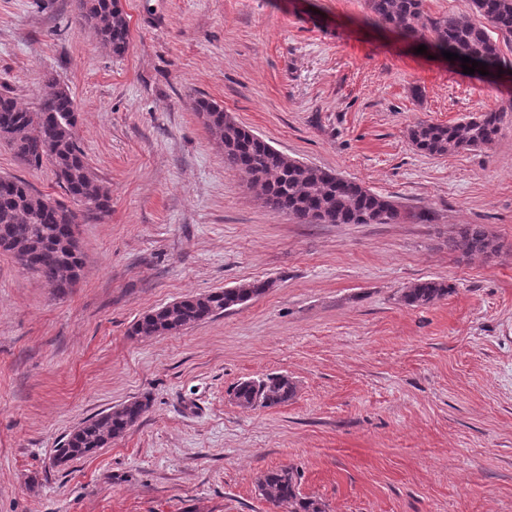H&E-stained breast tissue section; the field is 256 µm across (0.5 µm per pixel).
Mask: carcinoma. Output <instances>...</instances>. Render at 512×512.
Returning a JSON list of instances; mask_svg holds the SVG:
<instances>
[{
	"label": "carcinoma",
	"mask_w": 512,
	"mask_h": 512,
	"mask_svg": "<svg viewBox=\"0 0 512 512\" xmlns=\"http://www.w3.org/2000/svg\"><path fill=\"white\" fill-rule=\"evenodd\" d=\"M475 21L465 15H448L424 21L423 0H368L374 19L402 38L423 41L436 54L450 51L486 64L489 76H499L505 62L492 37L496 31L512 38V0H471ZM78 23L93 30L112 54L124 55L130 43L127 15L120 0H80ZM47 90L34 110L20 107L9 93H0V142L8 145L26 166L53 167L65 194L79 206L36 192L19 177H0V250L10 253L21 267L35 272L59 296L76 283L83 266L74 236L76 218L97 221L111 208L108 190L91 170L76 136L77 113L71 95L54 76L45 75ZM194 111L224 147V164L243 173L263 203L282 212L296 224H397L412 217L430 220L424 212H410L390 200L338 174L299 163L267 141L240 126L224 109L208 99H198ZM498 112L453 124L421 121L409 130L416 149L430 156H446L478 149L497 137ZM497 239L482 224H463L448 236V250L463 256H491ZM270 281H255L232 290L184 297L146 313L131 328L133 336L177 334L188 327L243 305L264 294ZM445 281H417L403 290L407 306L432 304L448 295ZM295 386L285 375H268L237 385L234 397L247 408H273L288 402ZM149 407V398L128 401L102 411L76 427L57 448V461L67 463L95 453L123 436ZM259 495L287 512H326L321 502L297 491V475L289 467L262 474Z\"/></svg>",
	"instance_id": "cac0c4a2"
}]
</instances>
